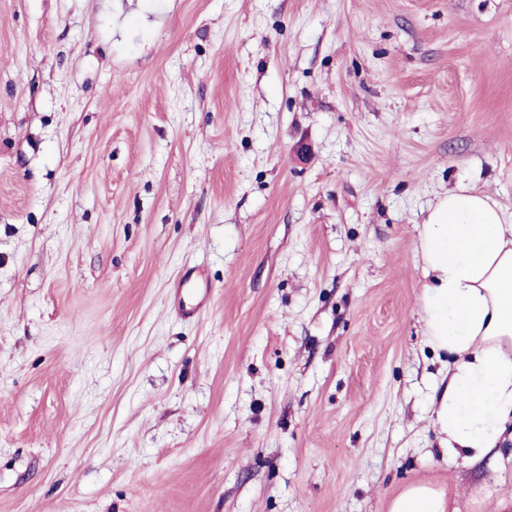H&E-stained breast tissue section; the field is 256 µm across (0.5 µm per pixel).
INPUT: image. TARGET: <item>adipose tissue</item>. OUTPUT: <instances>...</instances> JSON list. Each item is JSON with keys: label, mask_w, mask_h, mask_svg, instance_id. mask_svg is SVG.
I'll list each match as a JSON object with an SVG mask.
<instances>
[{"label": "adipose tissue", "mask_w": 512, "mask_h": 512, "mask_svg": "<svg viewBox=\"0 0 512 512\" xmlns=\"http://www.w3.org/2000/svg\"><path fill=\"white\" fill-rule=\"evenodd\" d=\"M424 343L444 356L431 423L444 451L472 461L512 434V216L467 189L443 195L419 238ZM443 493L419 483L389 512H447Z\"/></svg>", "instance_id": "obj_1"}]
</instances>
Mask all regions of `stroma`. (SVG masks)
Masks as SVG:
<instances>
[{"label":"stroma","mask_w":512,"mask_h":512,"mask_svg":"<svg viewBox=\"0 0 512 512\" xmlns=\"http://www.w3.org/2000/svg\"><path fill=\"white\" fill-rule=\"evenodd\" d=\"M460 186L512 213V0H0V512H512L430 422ZM447 509L443 493L424 483L406 488L389 505V512H447Z\"/></svg>","instance_id":"1"}]
</instances>
